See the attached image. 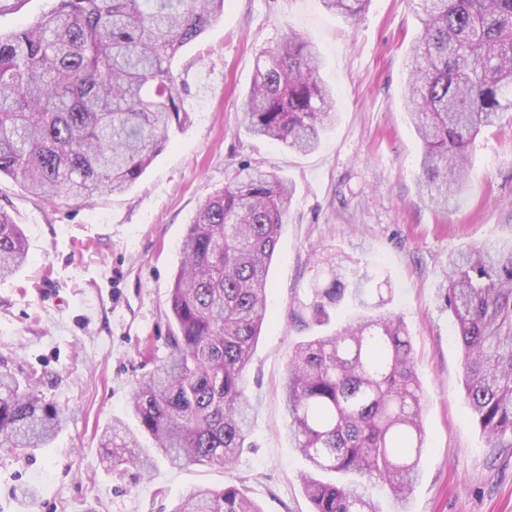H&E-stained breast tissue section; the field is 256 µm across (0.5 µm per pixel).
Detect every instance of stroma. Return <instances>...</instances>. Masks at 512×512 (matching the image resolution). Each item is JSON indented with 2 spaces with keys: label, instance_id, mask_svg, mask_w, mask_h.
Masks as SVG:
<instances>
[{
  "label": "stroma",
  "instance_id": "35a3bbf8",
  "mask_svg": "<svg viewBox=\"0 0 512 512\" xmlns=\"http://www.w3.org/2000/svg\"><path fill=\"white\" fill-rule=\"evenodd\" d=\"M420 29L408 0H372L349 19L320 0H225L224 13L174 63L190 119L121 195L63 204L0 179V209L26 234L28 262L0 274V360L31 376L67 423L31 456H0V512H172L198 487L234 484L264 512H311L307 469L286 428L289 356L318 328L297 322L325 259L359 258L389 281L388 308L412 339L427 449L406 512H512V448H489L464 399L462 350L439 290L450 255L512 237V112L483 129L457 209L418 198L422 144L404 103ZM312 38L338 117L297 153L239 123L263 52L288 33ZM274 169L294 195L268 278L271 315L247 369L251 446L230 468L109 470L100 446L128 418L136 383L169 353V297L180 243L199 206L241 162ZM36 487L35 500L22 491Z\"/></svg>",
  "mask_w": 512,
  "mask_h": 512
}]
</instances>
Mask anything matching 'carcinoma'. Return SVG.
<instances>
[{
    "label": "carcinoma",
    "instance_id": "obj_1",
    "mask_svg": "<svg viewBox=\"0 0 512 512\" xmlns=\"http://www.w3.org/2000/svg\"><path fill=\"white\" fill-rule=\"evenodd\" d=\"M0 32V177L48 201L122 194L189 118L174 70L225 0H51ZM356 19L371 0H321ZM421 24L407 61L406 110L423 144L420 199L447 210L472 171L467 147L512 112V0H411ZM315 45L290 32L257 65L241 124L302 153L335 119ZM292 200L288 181L245 163L211 195L180 245L168 357L134 389L138 431L104 432L112 472L147 470L150 437L173 466L234 464L250 447L246 368L269 315L268 269ZM28 259L20 225L0 210V274ZM296 316L350 319L292 351L283 384L288 434L311 464L300 475L313 512H381L375 489L407 502L426 435L413 348L401 317L360 262L338 254ZM462 346L463 389L492 448H512V240L448 258L444 288ZM63 410L0 363V452L32 453L62 429ZM172 512H263L234 485L201 488Z\"/></svg>",
    "mask_w": 512,
    "mask_h": 512
}]
</instances>
